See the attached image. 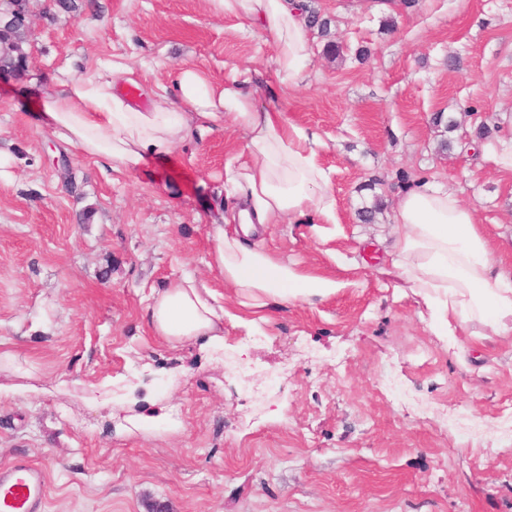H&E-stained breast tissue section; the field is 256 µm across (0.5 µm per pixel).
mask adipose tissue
Here are the masks:
<instances>
[{
    "label": "adipose tissue",
    "instance_id": "obj_1",
    "mask_svg": "<svg viewBox=\"0 0 512 512\" xmlns=\"http://www.w3.org/2000/svg\"><path fill=\"white\" fill-rule=\"evenodd\" d=\"M213 14L244 16L269 32L276 44L275 75L281 87L299 77L309 56L308 29L289 0H208ZM121 70L90 77L72 73L60 90L44 95L40 113L60 141L84 156L139 168L148 158L169 157L193 132L212 133L226 124L246 133V161L226 166L225 176L245 207L238 234L212 224L208 266L239 305L258 309L313 305L345 288V281L309 274L280 262L249 240L259 226L293 222L314 213L331 221L335 199L317 157L320 136L288 120L278 105L258 103L247 82L212 83L195 66L177 75L178 99L149 91L141 109L113 89ZM393 273L413 288L431 311L434 329L455 335L480 322L496 336L512 334V267L496 263L494 244L474 209L454 193L424 182L404 192L394 211ZM221 292L185 276L153 292L147 323L153 335L177 346H224Z\"/></svg>",
    "mask_w": 512,
    "mask_h": 512
}]
</instances>
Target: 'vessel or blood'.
<instances>
[{"mask_svg": "<svg viewBox=\"0 0 512 512\" xmlns=\"http://www.w3.org/2000/svg\"><path fill=\"white\" fill-rule=\"evenodd\" d=\"M45 473L19 460L0 467V512H44Z\"/></svg>", "mask_w": 512, "mask_h": 512, "instance_id": "vessel-or-blood-1", "label": "vessel or blood"}]
</instances>
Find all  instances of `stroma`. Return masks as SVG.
Masks as SVG:
<instances>
[{
  "instance_id": "35a3bbf8",
  "label": "stroma",
  "mask_w": 512,
  "mask_h": 512,
  "mask_svg": "<svg viewBox=\"0 0 512 512\" xmlns=\"http://www.w3.org/2000/svg\"><path fill=\"white\" fill-rule=\"evenodd\" d=\"M311 4L342 52L311 35L284 92L272 38L207 0H30L26 67L0 75V348L21 364L0 371L15 388L0 398V466H40L46 512H512V433L497 427L512 406V337L478 322L436 335L382 271L393 208L422 181L474 208L494 260L512 265V172L486 159L512 125V0ZM112 63L131 69L115 90L140 108L142 89L177 96L176 70L195 65L217 84L259 79L260 100L318 132L335 223L271 224L260 244L310 273L355 263V287L258 321L225 296L216 355L151 336L152 291L186 273L224 288L207 265L210 225L235 204L224 167L242 133L192 137L133 172L76 153L40 101ZM484 123L483 151L464 149ZM377 200L382 215L361 223ZM107 382L111 402L90 407ZM154 404L182 431L120 432Z\"/></svg>"
}]
</instances>
